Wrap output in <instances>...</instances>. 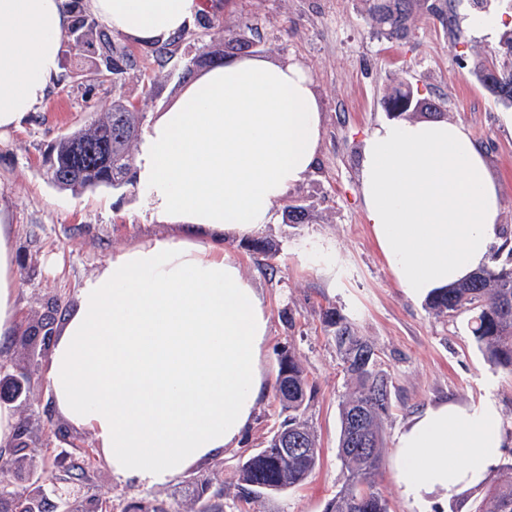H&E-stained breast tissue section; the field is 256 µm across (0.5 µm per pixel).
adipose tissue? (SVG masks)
<instances>
[{"label": "adipose tissue", "instance_id": "obj_1", "mask_svg": "<svg viewBox=\"0 0 512 512\" xmlns=\"http://www.w3.org/2000/svg\"><path fill=\"white\" fill-rule=\"evenodd\" d=\"M133 45L187 31L201 0H84ZM66 0H0V133L20 129L60 73ZM323 113L296 60L231 57L192 79L148 125L135 155L138 205L174 235L113 252L87 278L47 372L57 411L93 432L113 475L164 486L240 447L269 391L264 301L229 237L276 223V205L318 166ZM360 193L400 288L424 298L487 266L502 238L501 193L469 129L392 118L361 146ZM12 226L0 212V340L18 322ZM490 398L439 400L394 435L409 512L464 499L503 455Z\"/></svg>", "mask_w": 512, "mask_h": 512}]
</instances>
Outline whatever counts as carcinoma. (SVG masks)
<instances>
[{
    "label": "carcinoma",
    "instance_id": "carcinoma-1",
    "mask_svg": "<svg viewBox=\"0 0 512 512\" xmlns=\"http://www.w3.org/2000/svg\"><path fill=\"white\" fill-rule=\"evenodd\" d=\"M367 12L377 32L396 40L409 37L411 24L418 10L427 8L430 15L443 24L452 22L448 15V0L427 3V0H365ZM78 19L71 28L68 41L75 49L98 47L100 53L86 77L108 82L117 91L112 107L88 125L57 139L50 159L51 182L62 190H94L118 188L130 182L133 165L131 148L145 118L136 103L123 92L127 70L137 65L134 51L112 39V34L95 18L80 10V0H71ZM498 79L487 91L496 101L512 108V64L497 66ZM427 308L439 315L467 313L468 325L479 349L487 361L512 372V262L482 269L426 302ZM330 324L336 326L334 339L355 344L370 353L366 359L343 364L347 391L339 404V458L347 471L341 489L328 502L326 512H388L385 501L375 491V479L382 467L384 452L383 422L390 402H373L376 390L389 396L390 380L378 367L373 347L353 331L340 315L330 314ZM276 390L285 418L278 429L301 440L310 453L285 458L276 435H271L266 447L248 455L236 470L238 497L249 501L268 493H282L303 485L314 470L319 448L316 436L304 418L314 388L290 352L282 354L276 379ZM357 409L379 411V421L364 427L367 448L349 450L351 413ZM28 428H18L16 443L8 458L0 460V470L23 468L32 463L27 443ZM216 477L196 479L186 485L200 504V512H224L221 494L212 490ZM109 505L93 497L75 499L63 504L61 512H107ZM0 512H52L41 487L17 491L5 479H0ZM123 512H171V506L157 499H139L127 503ZM476 512H512V464L490 469L486 487Z\"/></svg>",
    "mask_w": 512,
    "mask_h": 512
}]
</instances>
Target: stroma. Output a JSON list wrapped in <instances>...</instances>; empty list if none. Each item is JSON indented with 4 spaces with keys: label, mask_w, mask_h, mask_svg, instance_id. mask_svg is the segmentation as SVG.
I'll return each instance as SVG.
<instances>
[{
    "label": "stroma",
    "mask_w": 512,
    "mask_h": 512,
    "mask_svg": "<svg viewBox=\"0 0 512 512\" xmlns=\"http://www.w3.org/2000/svg\"><path fill=\"white\" fill-rule=\"evenodd\" d=\"M204 11L193 38L175 48L165 66L153 49L135 47L138 65L125 75L124 92L146 117L164 111L192 75L208 69L202 50L270 60L295 57L311 72L324 117L316 171L276 206L279 220L256 236L231 239L224 247L260 292L269 315L264 362L276 379L283 351H291L315 393L305 417L314 427L320 455L306 483L244 503L237 497L238 463L265 447L282 407L276 393L259 403L247 437L223 457L184 472L159 487L120 482L93 433L70 425L54 409L46 373L51 346L23 342L32 327H60L84 279L112 252L172 234L135 208L137 190L58 189L47 176L46 158L62 134L83 127L112 103L111 85L85 81L96 50L63 48L59 86L21 129L0 134V209L13 226L17 265L18 328L0 343V377L28 366L26 403L14 404L30 431L33 467L8 474L15 489L41 485L53 504L76 495L112 502L121 512L133 499H168L173 488L216 473L224 476V512H325L342 486L337 457L338 404L346 391L342 358L327 315L346 318L373 346L392 382L384 439L427 404L448 398H491L512 430V373L490 366L471 335L464 314L435 316L424 301L405 294L376 247L359 196V149L370 127L386 120L383 100L396 88L414 99L440 103L439 118L465 124L484 151L502 193V224L512 232V117L472 76L474 63L498 48V36L472 24L469 0H448L452 26L431 15L416 17L408 39L378 34L364 0H202ZM306 213L290 223L289 208ZM269 244L255 252L254 240ZM91 464L82 481L64 482L58 465L81 455Z\"/></svg>",
    "instance_id": "35a3bbf8"
}]
</instances>
